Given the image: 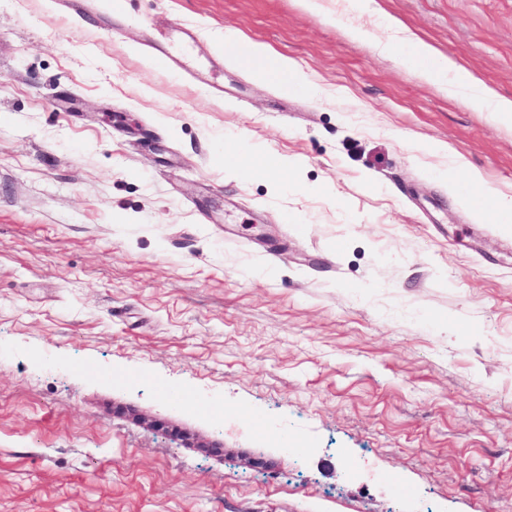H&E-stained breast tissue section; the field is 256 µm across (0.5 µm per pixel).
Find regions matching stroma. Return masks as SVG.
<instances>
[{"label":"stroma","instance_id":"stroma-1","mask_svg":"<svg viewBox=\"0 0 512 512\" xmlns=\"http://www.w3.org/2000/svg\"><path fill=\"white\" fill-rule=\"evenodd\" d=\"M95 2L0 0V512H512V122L356 0ZM377 2L512 99V0ZM385 28L390 32V40L388 42H379L378 47L382 51H389L394 46L404 44L412 46L415 54L420 58L433 57L431 49L424 44L413 43L407 31L391 20H386ZM253 57L260 64V68L264 72V76L269 78H281L285 64L278 57L272 55L266 48L264 47H255L253 49ZM487 196V197H486ZM484 195L478 197L471 196V202L474 207L479 210L492 208L504 221L505 224H510L512 221V197L505 194L497 195ZM483 204H480V200Z\"/></svg>","mask_w":512,"mask_h":512}]
</instances>
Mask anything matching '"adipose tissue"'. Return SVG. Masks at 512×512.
I'll use <instances>...</instances> for the list:
<instances>
[{"mask_svg":"<svg viewBox=\"0 0 512 512\" xmlns=\"http://www.w3.org/2000/svg\"><path fill=\"white\" fill-rule=\"evenodd\" d=\"M384 26L390 33V39L381 43V50L387 51L400 44H409L412 45L418 57L433 58L432 51L428 46L412 44L406 30L395 22L385 21ZM433 60V68L420 69L419 75L422 79L432 82L442 90L481 103L486 111L494 113L495 116L505 119L512 118V100L493 95L479 80L458 68L451 60L446 58H433Z\"/></svg>","mask_w":512,"mask_h":512,"instance_id":"ef3b65f1","label":"adipose tissue"}]
</instances>
